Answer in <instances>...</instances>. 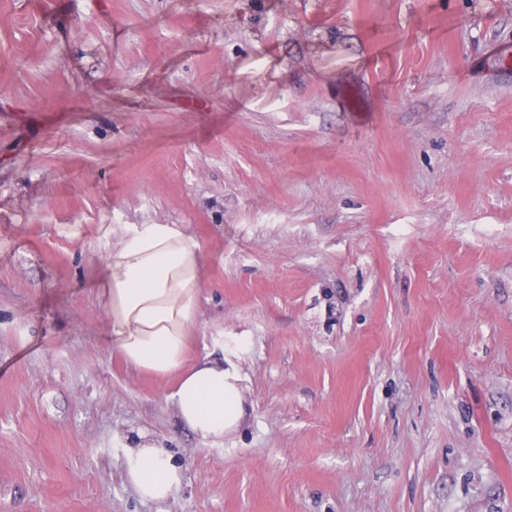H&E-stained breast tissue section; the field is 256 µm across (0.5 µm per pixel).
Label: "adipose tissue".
Listing matches in <instances>:
<instances>
[{
  "mask_svg": "<svg viewBox=\"0 0 512 512\" xmlns=\"http://www.w3.org/2000/svg\"><path fill=\"white\" fill-rule=\"evenodd\" d=\"M197 249L182 225H125L105 259L103 296L113 348L137 370L175 377L181 419L217 441L244 417L242 377L231 363L187 359L202 277ZM125 476L153 501L174 496L183 480L164 449L145 443L129 450Z\"/></svg>",
  "mask_w": 512,
  "mask_h": 512,
  "instance_id": "ef3b65f1",
  "label": "adipose tissue"
}]
</instances>
